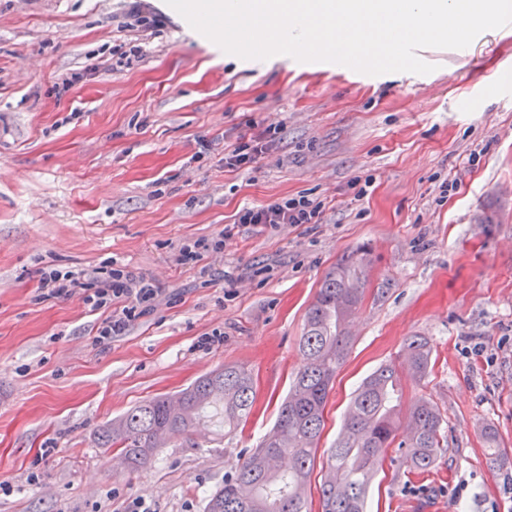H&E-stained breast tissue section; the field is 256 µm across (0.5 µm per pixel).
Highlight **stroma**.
<instances>
[{
    "label": "stroma",
    "instance_id": "stroma-1",
    "mask_svg": "<svg viewBox=\"0 0 512 512\" xmlns=\"http://www.w3.org/2000/svg\"><path fill=\"white\" fill-rule=\"evenodd\" d=\"M142 3L166 24L126 30L130 0H0V512H203L273 426L306 312L359 247L372 269L308 512H321L320 468L354 390L412 336L432 368L401 374L400 409L433 402L448 446L417 479L384 462L368 512H512V476L482 437L492 427L512 464V24L419 50L432 73L373 76L233 60L165 0ZM271 124L267 154L225 166L242 134ZM297 195L323 202L319 223L234 224L243 206ZM229 226L221 253L179 264ZM101 266L165 297L109 341L96 334L110 309L39 291L42 268ZM224 365L255 381L234 435L207 424L133 471L99 447L109 420Z\"/></svg>",
    "mask_w": 512,
    "mask_h": 512
}]
</instances>
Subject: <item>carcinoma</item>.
Listing matches in <instances>:
<instances>
[{"label":"carcinoma","instance_id":"cac0c4a2","mask_svg":"<svg viewBox=\"0 0 512 512\" xmlns=\"http://www.w3.org/2000/svg\"><path fill=\"white\" fill-rule=\"evenodd\" d=\"M372 259L356 248L326 273L305 317L296 372L273 428L251 449L224 485L208 498L204 512H307L306 495L324 428V409L337 371L352 344L349 329L365 293ZM422 380L431 370V349L418 336L403 346L401 369L382 364L360 384L330 448L319 485L321 512H366V495L388 450L399 451L407 473L431 470L446 447L443 417L432 402L417 400L403 430L398 371ZM254 403L252 377L224 366L196 379L175 395L155 397L129 409L98 430L102 448L119 451L130 469L149 463L172 439L206 422L214 408L224 431L238 429Z\"/></svg>","mask_w":512,"mask_h":512}]
</instances>
